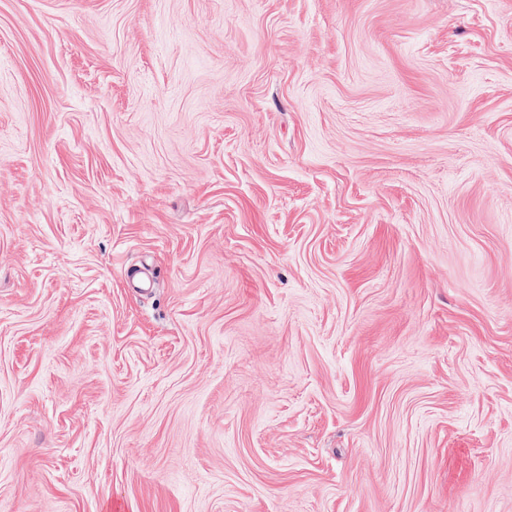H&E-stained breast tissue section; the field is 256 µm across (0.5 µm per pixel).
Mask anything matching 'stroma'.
Masks as SVG:
<instances>
[{"mask_svg":"<svg viewBox=\"0 0 512 512\" xmlns=\"http://www.w3.org/2000/svg\"><path fill=\"white\" fill-rule=\"evenodd\" d=\"M0 512H512V0H0Z\"/></svg>","mask_w":512,"mask_h":512,"instance_id":"1","label":"stroma"}]
</instances>
